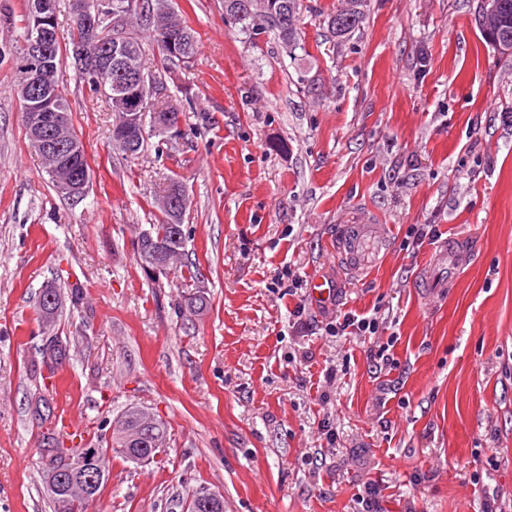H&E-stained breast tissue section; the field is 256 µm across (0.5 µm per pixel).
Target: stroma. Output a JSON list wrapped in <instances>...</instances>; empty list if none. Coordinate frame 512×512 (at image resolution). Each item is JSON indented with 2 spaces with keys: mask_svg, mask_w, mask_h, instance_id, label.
Listing matches in <instances>:
<instances>
[{
  "mask_svg": "<svg viewBox=\"0 0 512 512\" xmlns=\"http://www.w3.org/2000/svg\"><path fill=\"white\" fill-rule=\"evenodd\" d=\"M347 4L301 0L291 57L273 31L241 32L224 0H171L197 33L193 66L142 41L184 135L147 134L135 158L62 58L90 167L76 202L29 145L24 0H0V512H54L43 430L66 417L86 440L129 406L165 420L170 446L146 466L111 458L87 512H187L202 487L224 512H512V57L485 40L480 0H361L340 40L325 18ZM172 177L210 297L197 317L133 250ZM353 223L393 229L360 271L336 250ZM412 224L472 242L454 287H416L436 248L406 251ZM317 276L332 284L324 303ZM55 278L83 292L59 335L82 322L90 341L35 378L36 298ZM345 312L377 316L379 332L332 335ZM378 345L391 365L368 359Z\"/></svg>",
  "mask_w": 512,
  "mask_h": 512,
  "instance_id": "stroma-1",
  "label": "stroma"
}]
</instances>
